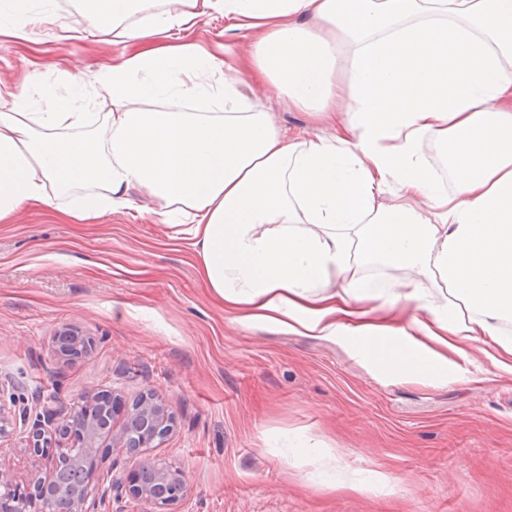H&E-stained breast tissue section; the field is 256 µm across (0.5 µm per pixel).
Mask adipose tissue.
<instances>
[{
    "label": "adipose tissue",
    "instance_id": "ef3b65f1",
    "mask_svg": "<svg viewBox=\"0 0 512 512\" xmlns=\"http://www.w3.org/2000/svg\"><path fill=\"white\" fill-rule=\"evenodd\" d=\"M138 2L147 25L121 26L128 0H105L96 28L138 41L219 13L253 52L216 87L202 82L215 57L188 46L126 57L92 81L112 100L96 133L59 137L75 112H0L1 224L75 188L62 220H96L138 186L235 321L339 345L395 381L448 384L472 348L512 375V0ZM247 79L335 135L248 111ZM69 80L92 83L80 66ZM179 94L198 111L150 107ZM216 95L223 111H207ZM428 137L452 146L454 190L422 155ZM373 262L409 276L357 274Z\"/></svg>",
    "mask_w": 512,
    "mask_h": 512
}]
</instances>
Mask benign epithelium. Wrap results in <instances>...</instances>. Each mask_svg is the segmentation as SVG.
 <instances>
[{
	"label": "benign epithelium",
	"instance_id": "7a95c632",
	"mask_svg": "<svg viewBox=\"0 0 512 512\" xmlns=\"http://www.w3.org/2000/svg\"><path fill=\"white\" fill-rule=\"evenodd\" d=\"M57 355L75 361L87 357L93 342L76 326H66L54 333ZM112 400L107 425L98 427L91 410L99 399ZM42 411L29 421L27 410L18 412L0 402V439L7 427L18 419L29 426L27 447L34 458L26 486L19 487L9 466L0 458V512H112V502L125 498L137 505L136 512H178L176 506L186 497L189 482L181 470L160 468L145 456L158 446L175 427L162 398L153 392L141 395L128 405L108 392L88 393L77 404L63 405L55 393L40 400ZM92 448L83 457V482L63 510L54 506L52 492L58 483L60 468L78 449ZM140 458L132 469L126 460ZM107 467H102L103 463Z\"/></svg>",
	"mask_w": 512,
	"mask_h": 512
}]
</instances>
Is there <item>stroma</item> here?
<instances>
[{"mask_svg": "<svg viewBox=\"0 0 512 512\" xmlns=\"http://www.w3.org/2000/svg\"><path fill=\"white\" fill-rule=\"evenodd\" d=\"M13 0L0 19L25 36L0 35V82L30 111L66 101L104 124L109 97L75 101L66 75L88 76L135 53L112 33L85 35L86 12L61 0ZM181 43L243 59L252 41L223 17L179 32ZM34 74L25 83L26 74ZM254 111L289 134L334 133L326 122L255 91ZM134 214L64 224L33 210L0 224V379L17 405L57 391L67 403L110 391L125 402L154 390L176 418L175 431L149 457L184 471L180 512H512V376L485 374L482 354L460 360L461 379L444 386L375 375L340 347L232 322L204 287L194 254L170 238L159 201L134 187ZM80 327L91 353L69 362L52 338ZM318 447L299 466L282 463L283 433ZM352 477L391 471L392 487L332 493L315 479L329 457Z\"/></svg>", "mask_w": 512, "mask_h": 512, "instance_id": "stroma-1", "label": "stroma"}]
</instances>
